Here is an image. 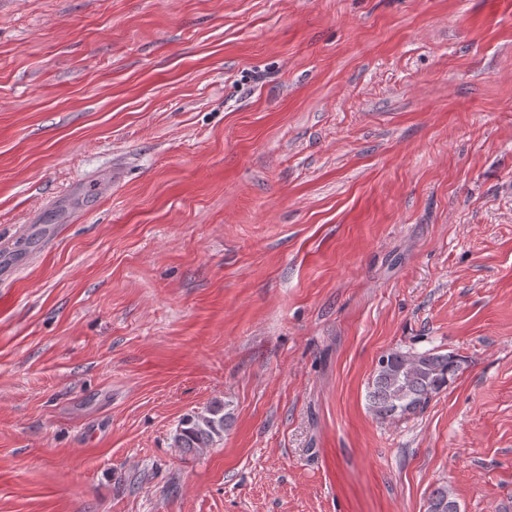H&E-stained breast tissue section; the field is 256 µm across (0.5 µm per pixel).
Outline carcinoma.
Here are the masks:
<instances>
[{"instance_id": "carcinoma-1", "label": "carcinoma", "mask_w": 512, "mask_h": 512, "mask_svg": "<svg viewBox=\"0 0 512 512\" xmlns=\"http://www.w3.org/2000/svg\"><path fill=\"white\" fill-rule=\"evenodd\" d=\"M448 387V354L393 349L380 356L366 393L367 408L381 420L395 422L422 413L430 401ZM233 420L229 404L213 401L205 411L185 415L173 435L174 445L186 452L213 448L224 438ZM456 502L445 484L435 486L427 512H448Z\"/></svg>"}]
</instances>
